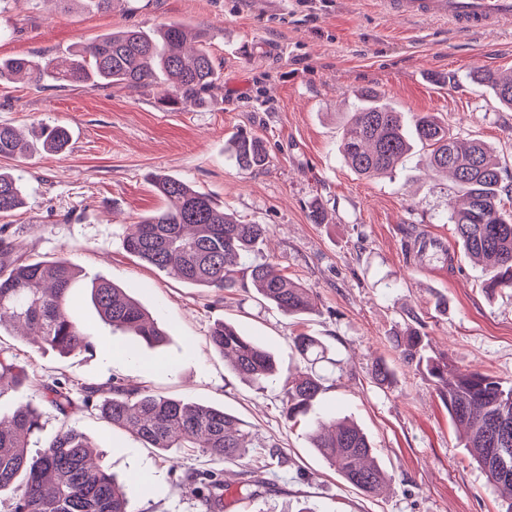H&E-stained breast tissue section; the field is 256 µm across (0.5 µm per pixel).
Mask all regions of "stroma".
Masks as SVG:
<instances>
[{"instance_id":"stroma-1","label":"stroma","mask_w":512,"mask_h":512,"mask_svg":"<svg viewBox=\"0 0 512 512\" xmlns=\"http://www.w3.org/2000/svg\"><path fill=\"white\" fill-rule=\"evenodd\" d=\"M176 22L212 34L219 90L205 106L167 109L165 87L138 91L98 85L59 88L0 84V125L30 135L61 125V153L34 147L0 169L19 178L26 204L5 222L27 255H66L81 271L71 295L90 328L93 352L60 357L10 331L0 350L26 366L29 382L0 393V415L40 405L42 384L142 382L186 402L218 406L250 425L285 462L271 492L232 503L228 512H501L503 497L465 448L434 386L399 363L392 340L419 320L427 353L459 368L512 379V288L486 293L480 264L466 257L449 222L452 179L433 176L421 149L389 175L364 178L341 154L342 127L371 87L405 116L430 112L460 140L486 143L503 168L504 208L512 212V110L471 76L512 72V23L462 34L448 22L396 18L380 0H114L111 11L68 9L60 0H9L0 14V57L62 56L120 28ZM248 131L268 163L238 170L224 146ZM165 174L211 195L245 223L269 228L276 269L309 288L315 314L298 321L261 302L252 287L195 288L139 261L123 248L129 224L163 208L149 177ZM320 204L328 215L312 223ZM432 244L416 258L407 242ZM107 279L138 299L166 336L134 357L111 353L117 338L90 304L92 280ZM446 307H437L438 299ZM266 343L296 367L289 338L304 331L332 351L321 373L318 408L352 419L371 440L392 481L368 497L344 482L309 446L308 428L282 416V386L256 389L228 368L209 343L217 322ZM392 363L391 386L377 384V358ZM83 432L113 472L133 479L142 512H202L183 482L189 470L237 472L203 454L172 462L94 411L69 417L44 409L39 440L63 427Z\"/></svg>"}]
</instances>
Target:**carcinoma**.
I'll use <instances>...</instances> for the list:
<instances>
[{
  "label": "carcinoma",
  "mask_w": 512,
  "mask_h": 512,
  "mask_svg": "<svg viewBox=\"0 0 512 512\" xmlns=\"http://www.w3.org/2000/svg\"><path fill=\"white\" fill-rule=\"evenodd\" d=\"M211 35L194 33L195 46L187 47L188 30L167 23L155 30L127 28L79 44L64 56L0 58V81L28 83L53 80L60 87L115 85L129 90L149 86L156 74L170 80L163 102L168 106H198L218 88L220 73L209 50ZM474 80L490 88L498 103L512 109V79L478 71ZM359 109L343 125V153L356 173L371 177L392 172L416 145L427 150L428 168L450 172L464 206L450 216L454 236L464 253L481 263L487 278L483 288L493 292L512 288V215L503 211L501 167L489 147L480 141L462 143L438 116L404 114L381 99L373 89L359 92ZM36 140L48 152L59 153L69 141L62 126H42ZM237 166L252 170L265 165L261 138L239 133L228 144ZM29 149L16 130L0 125V157L15 158ZM150 181L167 207L143 216L131 225L123 240L125 251L160 271H169L186 284L231 290L240 285L241 271L260 300L290 316L317 311L309 290L277 275L271 263H243L259 252L269 229L264 224H243L224 211L212 196L187 182L154 174ZM25 204L18 180L0 170V216H9ZM79 270L66 256L52 261L26 258L23 244L0 228V330L10 326L20 338L61 356L94 349L87 327L71 311V292ZM90 299L99 318L114 329L131 333L128 347L156 346L165 339L150 312L109 280L92 283ZM210 343L224 356L236 375L261 387L283 379V414L288 422H309L310 447L338 476L365 496L378 494L391 478L372 457L368 436L356 425L327 423L317 412L324 390L317 364L336 360L316 336L300 332L289 338V348L306 364L305 371L283 375L280 359L229 322L218 323ZM403 361L426 372L436 386L448 414L462 431L465 447L477 452L476 461L489 482L508 494L512 512V381L479 370L458 368L425 353V335L407 325L396 340ZM18 385L29 379L15 357L0 355V383ZM80 397H75V394ZM64 382L43 388L49 407L66 416L77 405L96 407L99 416L153 448L167 454L202 453L228 462L253 459L236 473L243 499L255 498L270 485L275 452L253 457L258 448L248 426L221 407L185 403L158 394L139 383L85 384L79 392ZM42 413L25 405L0 418V494H12L10 512H141L129 495L127 480L104 465L100 452L75 427H68L32 451V439L42 429ZM185 482L205 512H224L229 485L219 471H189Z\"/></svg>",
  "instance_id": "cac0c4a2"
}]
</instances>
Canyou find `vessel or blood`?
Masks as SVG:
<instances>
[{
	"mask_svg": "<svg viewBox=\"0 0 512 512\" xmlns=\"http://www.w3.org/2000/svg\"><path fill=\"white\" fill-rule=\"evenodd\" d=\"M386 6L406 18L445 19L464 32L512 22V0H386Z\"/></svg>",
	"mask_w": 512,
	"mask_h": 512,
	"instance_id": "vessel-or-blood-1",
	"label": "vessel or blood"
}]
</instances>
